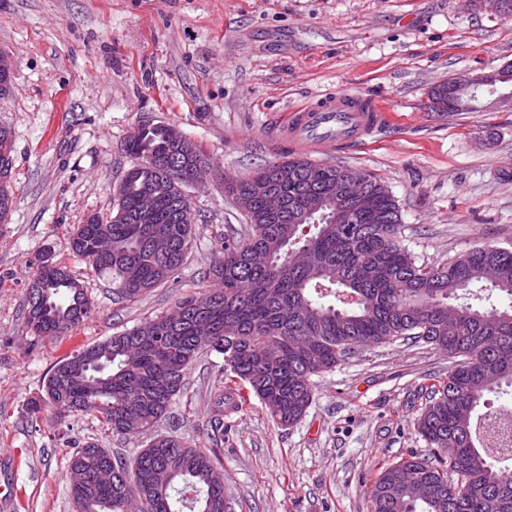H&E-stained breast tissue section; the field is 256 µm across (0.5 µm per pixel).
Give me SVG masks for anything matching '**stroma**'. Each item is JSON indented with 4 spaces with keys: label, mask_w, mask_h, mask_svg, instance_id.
Segmentation results:
<instances>
[{
    "label": "stroma",
    "mask_w": 512,
    "mask_h": 512,
    "mask_svg": "<svg viewBox=\"0 0 512 512\" xmlns=\"http://www.w3.org/2000/svg\"><path fill=\"white\" fill-rule=\"evenodd\" d=\"M1 53L14 61L0 99L15 175L14 208L0 226V499L11 512H73L66 449L94 440L128 458L149 442L28 407L71 351L210 289L219 235L245 226L224 177L286 159L273 131L309 98L346 89L389 111L374 136L315 160L387 185L401 210L400 243L417 263L486 245L512 251V104L426 109L453 75L512 62V19L471 0H0ZM144 121L200 143L214 173L185 188L196 238L179 278L117 301L70 237L89 214L111 211L133 163L126 143ZM46 253L94 307L72 333L37 341L26 334V294ZM452 365L421 342L358 347L313 376V400L287 428L238 383L243 408L225 419L222 443L232 512H370L365 490L380 466L428 455L415 423L433 378ZM223 375V355H202L159 432L214 447L208 386Z\"/></svg>",
    "instance_id": "stroma-1"
}]
</instances>
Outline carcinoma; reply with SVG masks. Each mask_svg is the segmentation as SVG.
I'll return each instance as SVG.
<instances>
[{"mask_svg": "<svg viewBox=\"0 0 512 512\" xmlns=\"http://www.w3.org/2000/svg\"><path fill=\"white\" fill-rule=\"evenodd\" d=\"M484 89L434 88L430 111L482 107L481 91L512 98V64L483 75ZM170 125H152L126 151L135 162L120 183L112 212L89 219L111 235L112 257L96 254L80 224L71 249L97 274L112 280V294L132 301L175 281L192 248L195 215L182 194L192 168ZM351 167L302 157L269 162L243 178H224V194L249 197L247 237L219 239L224 263L208 277L218 287L200 308L194 297L177 300L133 329L67 354L44 383L28 414L44 407L60 417H91L119 435L153 434L127 463L113 457L112 484L101 482L109 464L95 442L67 451V471L82 476L69 490L73 512H126L127 500L146 493L142 512H230L224 496L220 449L205 450L155 428L187 390V375L205 351L224 356L229 377L247 383L274 420L290 426L312 400L311 378L330 371L365 344L417 340L457 359L434 379L417 431L433 458L388 463L368 489L371 512H512V471L496 467V422L476 413L485 394L512 383V252L488 246L442 266L417 264L398 240L399 205L374 175L365 174L361 199L343 194ZM148 185L161 211L141 218L137 199ZM275 192L284 208L270 213L264 197ZM153 235L175 244L154 254ZM481 285L505 307L457 303ZM93 312L67 267L38 258L26 295L27 334L39 340L78 329ZM215 420L238 405L213 392Z\"/></svg>", "mask_w": 512, "mask_h": 512, "instance_id": "carcinoma-1", "label": "carcinoma"}]
</instances>
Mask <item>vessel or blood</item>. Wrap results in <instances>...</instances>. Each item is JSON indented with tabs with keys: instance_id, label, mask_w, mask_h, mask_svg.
I'll list each match as a JSON object with an SVG mask.
<instances>
[{
	"instance_id": "b4317fda",
	"label": "vessel or blood",
	"mask_w": 512,
	"mask_h": 512,
	"mask_svg": "<svg viewBox=\"0 0 512 512\" xmlns=\"http://www.w3.org/2000/svg\"><path fill=\"white\" fill-rule=\"evenodd\" d=\"M388 120L377 100L349 91H330L292 111L277 127L276 142L293 153H324L362 140Z\"/></svg>"
}]
</instances>
